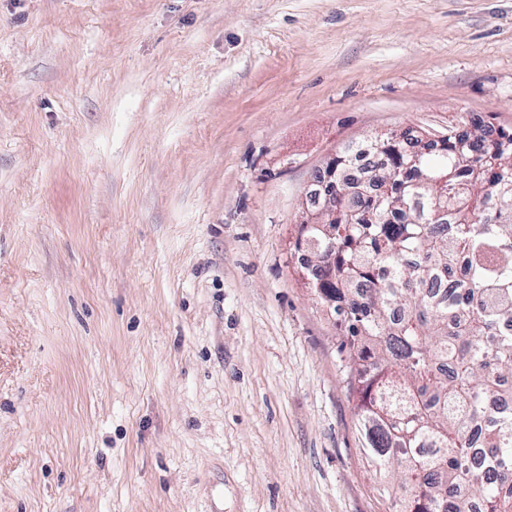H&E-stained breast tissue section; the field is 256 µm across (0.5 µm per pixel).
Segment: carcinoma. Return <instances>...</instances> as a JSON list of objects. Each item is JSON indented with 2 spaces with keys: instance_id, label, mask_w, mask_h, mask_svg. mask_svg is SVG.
Listing matches in <instances>:
<instances>
[{
  "instance_id": "1",
  "label": "carcinoma",
  "mask_w": 512,
  "mask_h": 512,
  "mask_svg": "<svg viewBox=\"0 0 512 512\" xmlns=\"http://www.w3.org/2000/svg\"><path fill=\"white\" fill-rule=\"evenodd\" d=\"M450 125L370 137L336 155V218L291 250L336 316L340 372L368 462L399 512H512V131ZM381 151L380 186L342 180ZM427 282L448 294L424 293Z\"/></svg>"
}]
</instances>
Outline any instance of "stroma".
Segmentation results:
<instances>
[{
    "label": "stroma",
    "instance_id": "1",
    "mask_svg": "<svg viewBox=\"0 0 512 512\" xmlns=\"http://www.w3.org/2000/svg\"><path fill=\"white\" fill-rule=\"evenodd\" d=\"M475 114L512 0H0V512H385L289 243Z\"/></svg>",
    "mask_w": 512,
    "mask_h": 512
}]
</instances>
